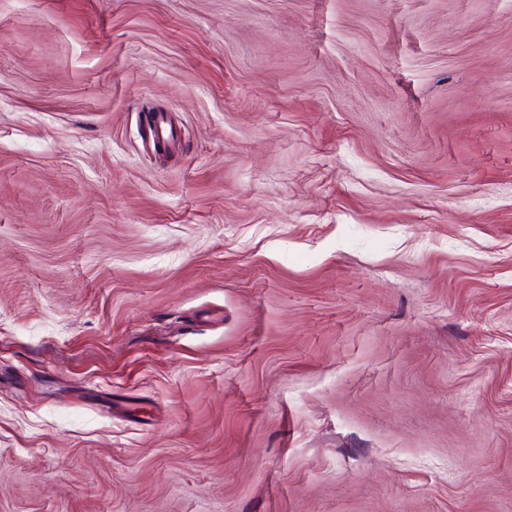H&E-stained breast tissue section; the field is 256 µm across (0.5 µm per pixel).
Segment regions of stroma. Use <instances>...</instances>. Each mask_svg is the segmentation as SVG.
Here are the masks:
<instances>
[{
	"mask_svg": "<svg viewBox=\"0 0 512 512\" xmlns=\"http://www.w3.org/2000/svg\"><path fill=\"white\" fill-rule=\"evenodd\" d=\"M0 512H512V0H0Z\"/></svg>",
	"mask_w": 512,
	"mask_h": 512,
	"instance_id": "obj_1",
	"label": "stroma"
}]
</instances>
